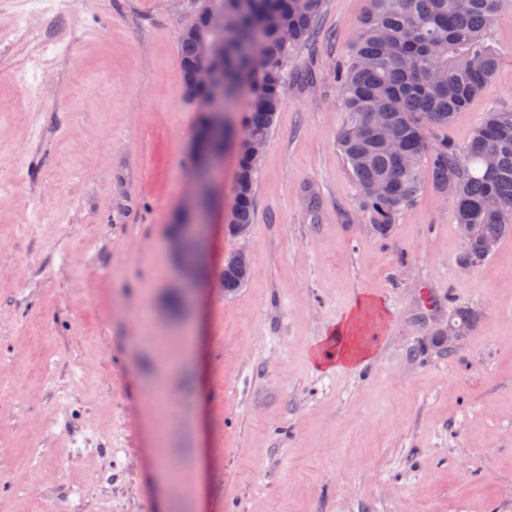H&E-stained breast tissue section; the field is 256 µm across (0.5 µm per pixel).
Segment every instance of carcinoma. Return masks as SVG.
<instances>
[{"label":"carcinoma","instance_id":"carcinoma-1","mask_svg":"<svg viewBox=\"0 0 512 512\" xmlns=\"http://www.w3.org/2000/svg\"><path fill=\"white\" fill-rule=\"evenodd\" d=\"M224 8V28L203 25L179 37L182 76L210 46L224 74V97L240 88L250 106L242 122L268 140L288 87V59L312 39L323 0H211ZM507 0H371L350 61L337 74L349 121L337 137L357 189V202L385 237L421 189L428 171L448 190L459 224H474L466 260L489 257V247L512 233V110L485 113L469 143L432 144L426 128L462 110L494 75L499 59L490 29ZM236 188L229 223L254 219L258 160L236 147ZM248 272L224 264V292L243 287ZM453 317L468 336L476 323L467 309Z\"/></svg>","mask_w":512,"mask_h":512}]
</instances>
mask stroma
<instances>
[{
  "label": "stroma",
  "mask_w": 512,
  "mask_h": 512,
  "mask_svg": "<svg viewBox=\"0 0 512 512\" xmlns=\"http://www.w3.org/2000/svg\"><path fill=\"white\" fill-rule=\"evenodd\" d=\"M200 4L0 0V512H156L159 405L170 512H512V234L464 271L430 180L388 236L359 210L333 70L369 0H324L293 52L242 238L225 148L202 275L179 288L170 240L202 114L178 37ZM491 42L493 81L429 141L465 146L485 112L512 110L511 5ZM241 247L249 278L228 295ZM425 298L439 320L474 311L457 353L416 321ZM360 302L369 362L314 361ZM229 262L231 265L224 263L222 282L224 283V292L230 294L244 286L249 268L246 271L241 270L249 267L250 260L244 252H235L229 256Z\"/></svg>",
  "instance_id": "1"
}]
</instances>
